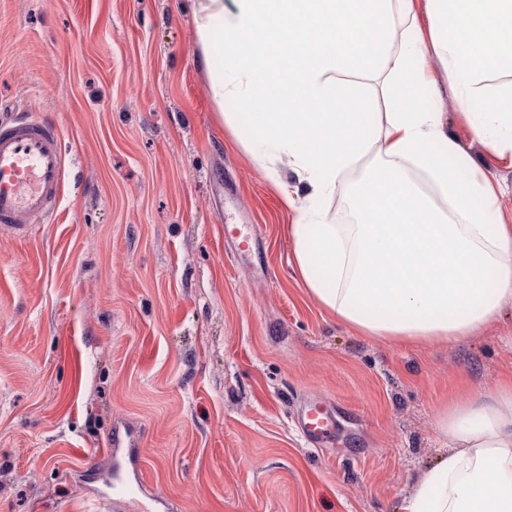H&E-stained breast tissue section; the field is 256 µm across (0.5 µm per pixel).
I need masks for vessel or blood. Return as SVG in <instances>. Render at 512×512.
<instances>
[{"instance_id":"1","label":"vessel or blood","mask_w":512,"mask_h":512,"mask_svg":"<svg viewBox=\"0 0 512 512\" xmlns=\"http://www.w3.org/2000/svg\"><path fill=\"white\" fill-rule=\"evenodd\" d=\"M65 159L56 126L36 116L0 122V229L23 235L29 225L58 206L65 185ZM296 423L308 445L321 447L337 435L335 416L317 401L299 411ZM136 441L128 431L116 430L106 450L108 466L99 474L105 489L99 500L112 508L113 490L134 495L137 484L128 472L136 468Z\"/></svg>"}]
</instances>
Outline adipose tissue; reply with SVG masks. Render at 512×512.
<instances>
[{"label":"adipose tissue","mask_w":512,"mask_h":512,"mask_svg":"<svg viewBox=\"0 0 512 512\" xmlns=\"http://www.w3.org/2000/svg\"><path fill=\"white\" fill-rule=\"evenodd\" d=\"M193 22L215 116L259 132L258 159L299 213L294 261L323 309L367 337L445 345L512 303V224L482 221L501 191L421 98L440 93L438 58L460 79L473 137L512 163V85L485 83L489 69L512 72V0H193ZM361 69L381 77L392 112L336 80ZM228 98L240 112L225 111ZM369 155L355 223H333L319 201ZM382 191L412 223L374 217ZM436 428L448 453L403 512H512V379L450 400Z\"/></svg>","instance_id":"1"}]
</instances>
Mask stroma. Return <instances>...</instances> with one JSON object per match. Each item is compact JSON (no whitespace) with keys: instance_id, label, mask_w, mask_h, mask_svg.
<instances>
[{"instance_id":"obj_1","label":"stroma","mask_w":512,"mask_h":512,"mask_svg":"<svg viewBox=\"0 0 512 512\" xmlns=\"http://www.w3.org/2000/svg\"><path fill=\"white\" fill-rule=\"evenodd\" d=\"M192 0H0V120L55 123V213L0 233V512H99L93 475L135 430L142 493L113 512H401L454 395L512 377V307L447 345L360 335L308 294L286 208L215 120ZM433 106L504 191L439 60ZM254 238L240 258L224 227ZM344 437L310 447L300 402Z\"/></svg>"}]
</instances>
